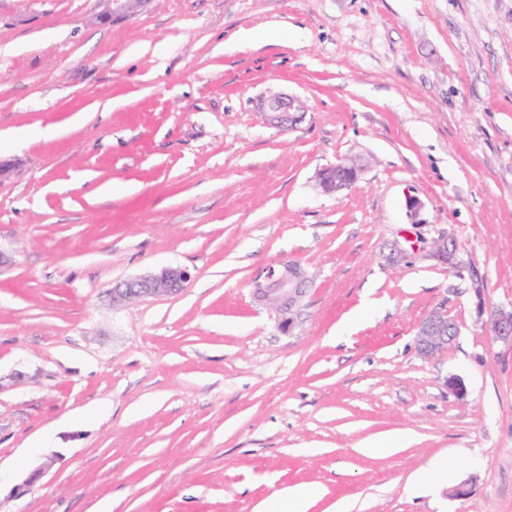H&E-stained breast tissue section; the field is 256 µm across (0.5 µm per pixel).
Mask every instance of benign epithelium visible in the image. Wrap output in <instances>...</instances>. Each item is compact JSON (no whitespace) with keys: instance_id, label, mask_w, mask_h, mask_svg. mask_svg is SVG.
Segmentation results:
<instances>
[{"instance_id":"obj_1","label":"benign epithelium","mask_w":512,"mask_h":512,"mask_svg":"<svg viewBox=\"0 0 512 512\" xmlns=\"http://www.w3.org/2000/svg\"><path fill=\"white\" fill-rule=\"evenodd\" d=\"M108 15L114 19L131 16L148 0H107ZM268 123L286 130L298 120L297 112L302 103L295 97L279 93L267 97L263 103ZM350 159L343 158L325 168L319 175V187L323 193L333 195L351 187V183L342 180L338 174L349 169ZM191 280V273L185 267L168 266L139 277L126 280L112 289V297L119 301L148 299L181 292ZM308 276L306 271L294 261H280L269 265L255 277L254 296L275 308L278 327L289 331L294 324L296 311L306 294ZM492 337L496 341L512 343V310L499 309L492 314ZM455 322L448 317V309L438 306L428 319L419 325L418 342L420 351L433 354L448 348L457 336Z\"/></svg>"}]
</instances>
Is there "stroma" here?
<instances>
[{
    "label": "stroma",
    "mask_w": 512,
    "mask_h": 512,
    "mask_svg": "<svg viewBox=\"0 0 512 512\" xmlns=\"http://www.w3.org/2000/svg\"><path fill=\"white\" fill-rule=\"evenodd\" d=\"M104 9L0 0V512H259L299 487L306 512H512L491 330L512 308V0ZM276 91L306 105L285 131ZM345 157L360 179L321 193ZM281 260L313 277L286 333L253 296ZM165 266L191 270L180 293L113 303ZM442 302L459 337L421 356Z\"/></svg>",
    "instance_id": "35a3bbf8"
}]
</instances>
